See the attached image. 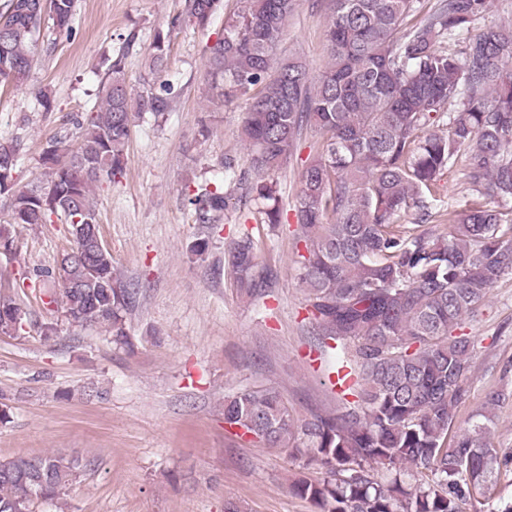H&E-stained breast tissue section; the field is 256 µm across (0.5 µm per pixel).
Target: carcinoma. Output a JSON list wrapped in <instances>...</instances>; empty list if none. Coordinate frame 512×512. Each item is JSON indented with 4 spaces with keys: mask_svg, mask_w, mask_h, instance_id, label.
Masks as SVG:
<instances>
[{
    "mask_svg": "<svg viewBox=\"0 0 512 512\" xmlns=\"http://www.w3.org/2000/svg\"><path fill=\"white\" fill-rule=\"evenodd\" d=\"M298 0H189L184 18L154 31L149 69L168 64L172 33L200 30L224 15V36L207 47L205 81L222 103L245 100L242 139L259 176L251 187L261 223H281L275 174L306 129L323 141L302 169L296 195L300 281L320 335L336 342L357 400L337 413L299 420L269 388L224 398V424L257 444L305 453L326 469L320 482L298 478L291 491L317 512H476L512 467V448L490 441L487 413L462 431L455 410L467 394L473 342L456 336L462 317L512 275V22L467 36L493 0H328V55L318 78L305 60L279 51ZM77 0H7L0 10V84L28 82L39 40L73 30ZM132 100L122 59L112 62L100 103L75 119L67 136L42 152L48 179L14 189L18 139L0 141V251L17 254L9 225L64 217L71 247L57 260L66 287L49 303L69 324L104 326L129 343L127 315L137 295L112 254L98 256L80 224H98L94 188L125 171L135 116L168 109L170 91ZM448 114L446 134L421 135ZM461 163L469 189L497 199L460 214L432 207L440 173ZM194 222L224 221V186L186 187ZM409 210L413 226L395 223ZM443 224L433 235L423 229ZM233 287L267 295L271 269L252 233L224 251ZM27 317L18 293L0 290V335L17 336ZM79 462L61 454L0 459V512H34L59 502L77 482Z\"/></svg>",
    "mask_w": 512,
    "mask_h": 512,
    "instance_id": "cac0c4a2",
    "label": "carcinoma"
}]
</instances>
